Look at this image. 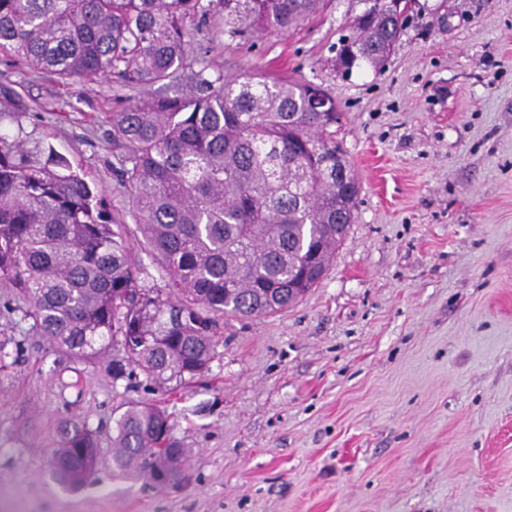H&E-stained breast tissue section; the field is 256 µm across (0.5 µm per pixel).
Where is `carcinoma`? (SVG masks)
Listing matches in <instances>:
<instances>
[{
  "label": "carcinoma",
  "instance_id": "1",
  "mask_svg": "<svg viewBox=\"0 0 512 512\" xmlns=\"http://www.w3.org/2000/svg\"><path fill=\"white\" fill-rule=\"evenodd\" d=\"M359 11L339 38L336 72L379 71L410 22L401 10L351 0ZM327 0H0V52L64 80L110 74L152 86L185 67L209 24L238 35L286 32ZM196 90L128 102L112 113L118 169L143 241L168 275L139 284L126 225L113 224L93 182L48 142L17 127L0 133V284L31 329L92 359L123 347L126 368L176 390L209 369L215 316H260L295 304L325 274L349 225L360 184L336 141V97L312 81L194 73ZM333 111L311 110L312 93ZM112 460L158 484L179 485L189 450L152 403L117 420ZM98 443L64 421L52 458L57 481L83 486Z\"/></svg>",
  "mask_w": 512,
  "mask_h": 512
}]
</instances>
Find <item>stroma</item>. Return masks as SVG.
I'll return each mask as SVG.
<instances>
[{
  "instance_id": "1",
  "label": "stroma",
  "mask_w": 512,
  "mask_h": 512,
  "mask_svg": "<svg viewBox=\"0 0 512 512\" xmlns=\"http://www.w3.org/2000/svg\"><path fill=\"white\" fill-rule=\"evenodd\" d=\"M381 71L341 78L348 0L285 33L206 27L174 85L112 76L63 83L0 54V119L85 171L127 227L140 282L167 275L118 181L112 113L194 86L192 74L284 75L331 87L336 138L361 185L342 245L290 308L218 321L208 371L161 390L112 376L38 336L0 289V512H512V0H424ZM165 408L190 451L186 479L146 483L112 461L130 406ZM100 448L88 483L49 461L62 421Z\"/></svg>"
}]
</instances>
